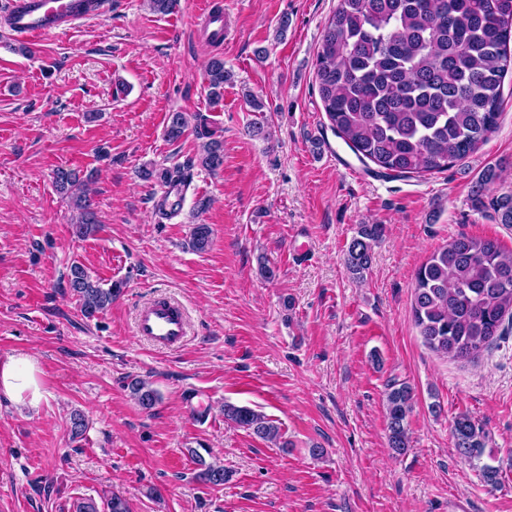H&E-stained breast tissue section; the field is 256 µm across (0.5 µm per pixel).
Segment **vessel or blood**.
<instances>
[{
  "mask_svg": "<svg viewBox=\"0 0 512 512\" xmlns=\"http://www.w3.org/2000/svg\"><path fill=\"white\" fill-rule=\"evenodd\" d=\"M110 7L109 0H7L0 17L16 38L38 44L83 21L104 16ZM135 333L161 349L180 347L188 334L183 305L169 297L147 303L137 314Z\"/></svg>",
  "mask_w": 512,
  "mask_h": 512,
  "instance_id": "1",
  "label": "vessel or blood"
}]
</instances>
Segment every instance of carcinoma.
<instances>
[{"mask_svg":"<svg viewBox=\"0 0 512 512\" xmlns=\"http://www.w3.org/2000/svg\"><path fill=\"white\" fill-rule=\"evenodd\" d=\"M510 71L512 0H338L323 32L316 79L331 128L358 159L409 176L446 170L487 140L497 128L502 86ZM230 79L223 58L208 62L210 102L224 98V83ZM187 127L184 113L169 114V139H179ZM197 135L206 139L197 165L219 170L223 142L210 138L205 128ZM140 176L160 181L187 178L181 168H145ZM496 179L495 170L484 172L472 204L492 208L501 223L512 226V193L484 200V185ZM54 185L79 213L74 234L90 235L97 217L79 173L60 168ZM383 235L381 224L359 225L347 249V268L356 274L368 269L372 246ZM210 242L209 225H195L193 247L204 251ZM67 283L86 318L112 306L122 291L119 283L103 287L80 264L70 266ZM412 311L431 349L453 360L475 359L512 320V252L494 239L459 235L419 267ZM127 388L145 410L159 400L157 391L138 378ZM413 400L409 384L389 385L388 442L398 455L409 448ZM224 418L262 439L281 437L273 420L249 407L226 403ZM452 434L462 456L471 460L483 454L486 433L468 415L454 419ZM191 454L201 482L224 484L223 466L206 462L195 449Z\"/></svg>","mask_w":512,"mask_h":512,"instance_id":"cac0c4a2","label":"carcinoma"}]
</instances>
